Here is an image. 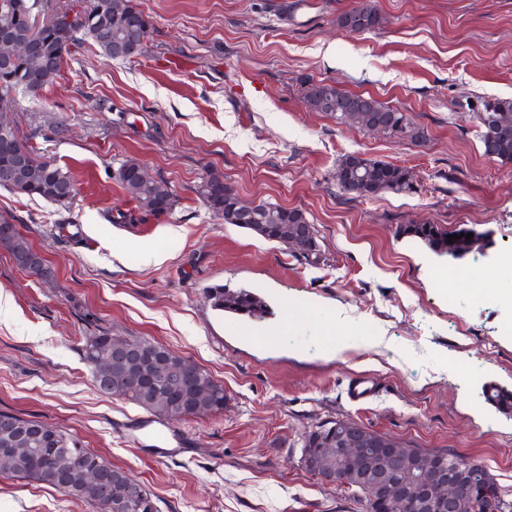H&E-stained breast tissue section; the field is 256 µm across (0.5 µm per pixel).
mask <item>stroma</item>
Listing matches in <instances>:
<instances>
[{
  "label": "stroma",
  "instance_id": "stroma-1",
  "mask_svg": "<svg viewBox=\"0 0 512 512\" xmlns=\"http://www.w3.org/2000/svg\"><path fill=\"white\" fill-rule=\"evenodd\" d=\"M133 2L150 21L141 55L83 49L12 102L80 193L61 206L0 188V222L52 271L31 275L0 245V411L78 438L162 512H356L300 460L328 420L455 452L512 496V410L489 399L512 392V262L498 258L512 246V162L484 156L468 107L512 98V0H374L380 22L357 34L337 24L356 0ZM320 80L398 108L421 138L311 111L301 89ZM350 154L405 167L412 190L350 198L334 178ZM129 158L169 183L170 214L119 221L132 204L112 173ZM212 173L242 200L306 211L315 261L213 213L199 195ZM401 224L462 225L490 244L456 261ZM456 267L468 276L450 278ZM215 285L256 294L266 314L215 310ZM101 330L159 342L223 384V412L175 422L186 453L122 431L144 410L100 392L78 351ZM358 376L378 387L364 404L346 393ZM0 512L92 509L0 478Z\"/></svg>",
  "mask_w": 512,
  "mask_h": 512
}]
</instances>
